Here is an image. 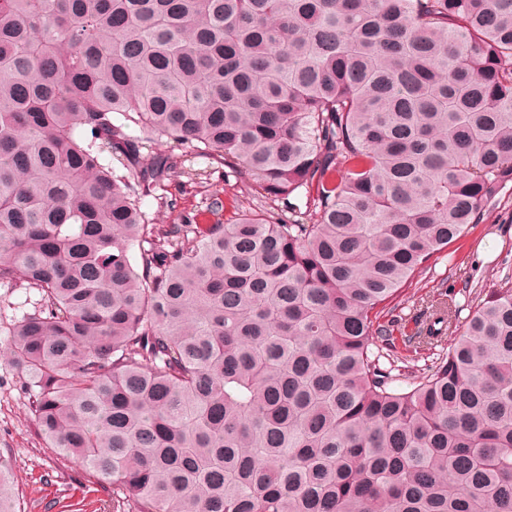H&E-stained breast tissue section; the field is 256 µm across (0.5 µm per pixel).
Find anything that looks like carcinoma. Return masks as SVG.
I'll return each mask as SVG.
<instances>
[{
  "label": "carcinoma",
  "mask_w": 512,
  "mask_h": 512,
  "mask_svg": "<svg viewBox=\"0 0 512 512\" xmlns=\"http://www.w3.org/2000/svg\"><path fill=\"white\" fill-rule=\"evenodd\" d=\"M132 126L280 206L151 223ZM509 184L512 0H0L7 354L114 507L512 512V285L378 322ZM36 299L38 295L33 289L0 288V353L7 344V336H2V329L6 330L12 322L30 311Z\"/></svg>",
  "instance_id": "carcinoma-1"
}]
</instances>
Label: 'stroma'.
Instances as JSON below:
<instances>
[{"mask_svg": "<svg viewBox=\"0 0 512 512\" xmlns=\"http://www.w3.org/2000/svg\"><path fill=\"white\" fill-rule=\"evenodd\" d=\"M191 168L204 175L179 185L167 183V195L177 198L173 209L159 207L154 196L142 208L156 224H181L221 199V223H232L239 211L259 206L261 197L251 188L225 181L224 168L207 157L190 159ZM512 276V185L460 241L449 246L429 269L404 288L402 335H409L419 303L439 294L454 293L460 304H470L479 291L498 287ZM22 375L0 356V461L8 464L23 512H97L104 493L95 485L82 486L70 464L36 432L29 399L21 386Z\"/></svg>", "mask_w": 512, "mask_h": 512, "instance_id": "1", "label": "stroma"}]
</instances>
